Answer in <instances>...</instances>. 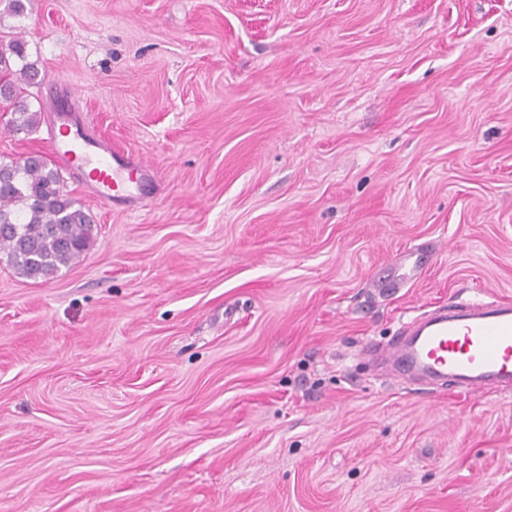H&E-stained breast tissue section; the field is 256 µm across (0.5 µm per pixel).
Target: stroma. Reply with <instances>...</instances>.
I'll return each instance as SVG.
<instances>
[{"label":"stroma","instance_id":"obj_1","mask_svg":"<svg viewBox=\"0 0 512 512\" xmlns=\"http://www.w3.org/2000/svg\"><path fill=\"white\" fill-rule=\"evenodd\" d=\"M0 0L91 133L156 169L46 282L0 260V512H512V391L368 362L512 302V0ZM415 249L406 287L373 280Z\"/></svg>","mask_w":512,"mask_h":512}]
</instances>
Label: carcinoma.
<instances>
[{"mask_svg": "<svg viewBox=\"0 0 512 512\" xmlns=\"http://www.w3.org/2000/svg\"><path fill=\"white\" fill-rule=\"evenodd\" d=\"M40 71L27 61L26 41L16 37L0 48V100L12 105L7 130L31 132L41 112L21 101L24 88L39 83ZM11 170L0 185V253L17 275L48 281L78 260L94 239L90 214L66 191L59 170L40 156L0 161Z\"/></svg>", "mask_w": 512, "mask_h": 512, "instance_id": "obj_1", "label": "carcinoma"}]
</instances>
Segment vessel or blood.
<instances>
[{
  "label": "vessel or blood",
  "instance_id": "vessel-or-blood-1",
  "mask_svg": "<svg viewBox=\"0 0 512 512\" xmlns=\"http://www.w3.org/2000/svg\"><path fill=\"white\" fill-rule=\"evenodd\" d=\"M54 163L76 175L84 193L108 206H126L147 194L155 176L152 165L131 158L104 139L92 136L71 109L47 128ZM400 378H448L466 389H512V304L474 301L442 308L408 328L395 346Z\"/></svg>",
  "mask_w": 512,
  "mask_h": 512
}]
</instances>
